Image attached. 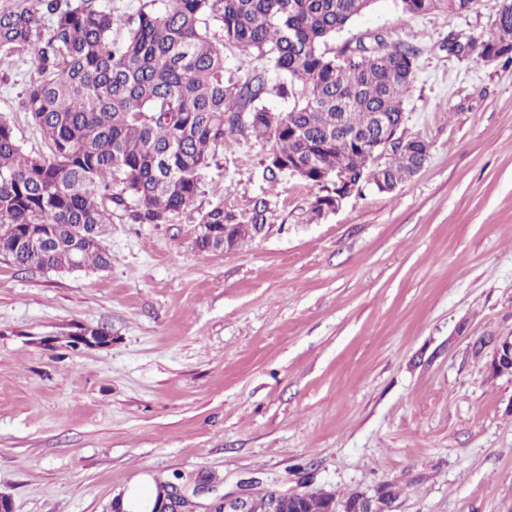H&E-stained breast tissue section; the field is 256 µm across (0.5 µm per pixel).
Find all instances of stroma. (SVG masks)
Segmentation results:
<instances>
[{
  "mask_svg": "<svg viewBox=\"0 0 512 512\" xmlns=\"http://www.w3.org/2000/svg\"><path fill=\"white\" fill-rule=\"evenodd\" d=\"M502 0L406 15L374 0L326 43L382 34L420 49L399 134L431 145L390 193L365 186L313 222L318 187L264 180L266 142L219 149L168 224L113 213L105 270L0 260V494L14 512H110L156 481L210 492L391 486L393 512H512V63L448 52L497 34ZM27 50L0 61V116L48 156L21 107ZM269 202V230L227 252L195 245L212 207ZM101 326L104 349L64 336Z\"/></svg>",
  "mask_w": 512,
  "mask_h": 512,
  "instance_id": "1",
  "label": "stroma"
}]
</instances>
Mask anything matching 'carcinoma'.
Returning a JSON list of instances; mask_svg holds the SVG:
<instances>
[{"label":"carcinoma","instance_id":"carcinoma-1","mask_svg":"<svg viewBox=\"0 0 512 512\" xmlns=\"http://www.w3.org/2000/svg\"><path fill=\"white\" fill-rule=\"evenodd\" d=\"M409 15L436 0H401ZM373 0H146L135 18L115 15L97 0H10L0 7V55L32 49L39 78L22 108L47 141L50 157L24 153L0 116V254L25 270H103L110 255L105 227L119 211L130 224H167L200 193L201 176L234 135L272 144L263 162L274 182L297 160L308 182L340 188L322 175L343 171L360 184L383 174L389 190L415 176L425 144L408 155L391 146L373 164L382 130L406 121L404 103L418 52L375 40L325 50L326 40L363 14ZM221 12L223 35L210 36L205 17ZM51 24L44 25L45 18ZM497 35L467 42L482 61L512 60V0ZM241 65L224 66V50ZM269 95L289 103L274 113ZM268 201L252 202L248 223H266ZM218 203L203 224H235ZM134 498V512H153L160 490Z\"/></svg>","mask_w":512,"mask_h":512}]
</instances>
